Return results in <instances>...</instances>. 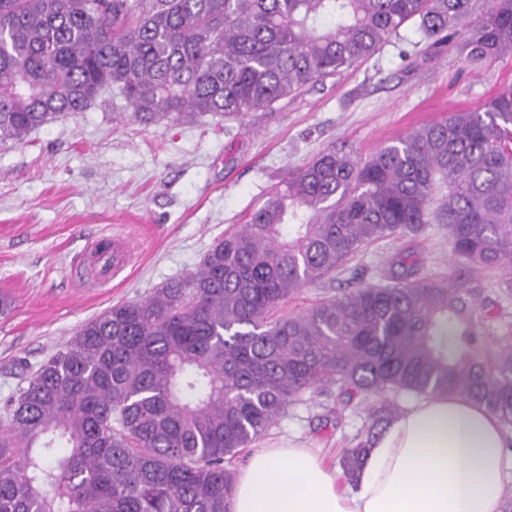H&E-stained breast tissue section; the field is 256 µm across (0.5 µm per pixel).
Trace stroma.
Segmentation results:
<instances>
[{
    "instance_id": "35a3bbf8",
    "label": "stroma",
    "mask_w": 512,
    "mask_h": 512,
    "mask_svg": "<svg viewBox=\"0 0 512 512\" xmlns=\"http://www.w3.org/2000/svg\"><path fill=\"white\" fill-rule=\"evenodd\" d=\"M415 23L362 65L276 110L227 121L124 122L103 96L67 112L24 143H0V403L24 386L20 364L37 369L86 321L193 272L204 254L261 204L286 166L345 145L369 155L410 127L475 109L512 84V56L468 66L459 55L425 54ZM409 58H401V50ZM94 240L128 248L110 277L87 257ZM410 248L435 277L450 271L448 232L430 225L416 239H382L343 272L308 287L294 307L334 296L389 271ZM370 423L367 404L346 405L332 390L291 407L262 445L302 444L340 469Z\"/></svg>"
}]
</instances>
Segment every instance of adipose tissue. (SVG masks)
Returning a JSON list of instances; mask_svg holds the SVG:
<instances>
[{"label": "adipose tissue", "instance_id": "adipose-tissue-1", "mask_svg": "<svg viewBox=\"0 0 512 512\" xmlns=\"http://www.w3.org/2000/svg\"><path fill=\"white\" fill-rule=\"evenodd\" d=\"M507 452L498 418L457 394L423 397L375 437L341 487L309 448H260L231 512H502Z\"/></svg>", "mask_w": 512, "mask_h": 512}]
</instances>
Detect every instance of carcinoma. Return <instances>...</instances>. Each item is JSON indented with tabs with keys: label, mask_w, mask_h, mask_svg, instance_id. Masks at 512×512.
I'll return each mask as SVG.
<instances>
[{
	"label": "carcinoma",
	"mask_w": 512,
	"mask_h": 512,
	"mask_svg": "<svg viewBox=\"0 0 512 512\" xmlns=\"http://www.w3.org/2000/svg\"><path fill=\"white\" fill-rule=\"evenodd\" d=\"M408 21L473 66L512 55V0H0V142L112 93L130 123L271 111L372 57ZM448 229L388 280L274 316L364 246ZM512 85L361 158L288 166L196 270L86 321L0 408V512H229L224 466L288 406H380L341 459L357 479L401 394H461L512 429Z\"/></svg>",
	"instance_id": "1"
}]
</instances>
